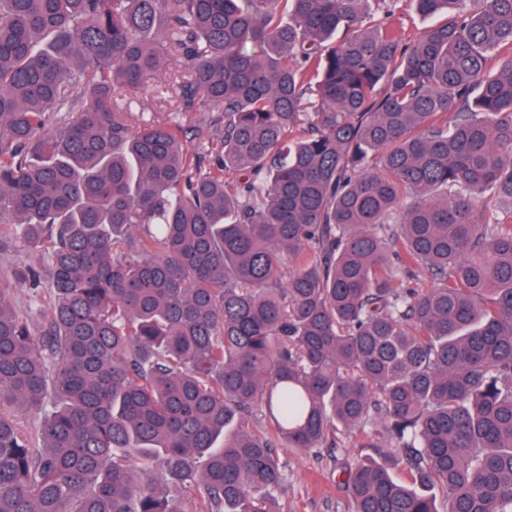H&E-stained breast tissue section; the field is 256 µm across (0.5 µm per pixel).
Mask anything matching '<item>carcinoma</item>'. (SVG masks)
Here are the masks:
<instances>
[{
	"label": "carcinoma",
	"instance_id": "cac0c4a2",
	"mask_svg": "<svg viewBox=\"0 0 512 512\" xmlns=\"http://www.w3.org/2000/svg\"><path fill=\"white\" fill-rule=\"evenodd\" d=\"M398 2L0 0V512H276L352 432L354 512H512V0ZM398 6L392 21L402 27L407 36L415 38L428 26L429 21L421 16L412 0H401ZM170 62L166 68L147 79L144 86L137 92L133 106L129 112L134 113V122H142V112L144 119L154 117V114L166 115L168 112L176 110V101L173 94L168 89L170 73L173 69ZM337 448L323 446L297 451L276 448L285 466L287 482L277 494L279 512H353V502L345 486L346 465L353 460L374 458L385 462L392 476L412 483V477L395 448H371L376 441L361 436L336 437Z\"/></svg>",
	"mask_w": 512,
	"mask_h": 512
}]
</instances>
